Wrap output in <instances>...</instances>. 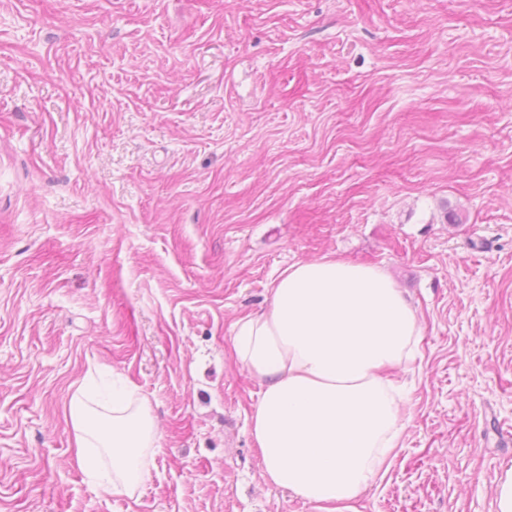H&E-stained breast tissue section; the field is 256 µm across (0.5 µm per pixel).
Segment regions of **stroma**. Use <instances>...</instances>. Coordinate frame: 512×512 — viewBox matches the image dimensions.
I'll return each mask as SVG.
<instances>
[{
  "instance_id": "1",
  "label": "stroma",
  "mask_w": 512,
  "mask_h": 512,
  "mask_svg": "<svg viewBox=\"0 0 512 512\" xmlns=\"http://www.w3.org/2000/svg\"><path fill=\"white\" fill-rule=\"evenodd\" d=\"M326 254L386 269L424 326L355 512H495L512 0H0V512H319L261 479L232 336ZM92 364L159 426L134 500L71 462Z\"/></svg>"
}]
</instances>
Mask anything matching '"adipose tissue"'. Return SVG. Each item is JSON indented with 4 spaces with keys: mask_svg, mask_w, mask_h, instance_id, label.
I'll return each mask as SVG.
<instances>
[{
    "mask_svg": "<svg viewBox=\"0 0 512 512\" xmlns=\"http://www.w3.org/2000/svg\"><path fill=\"white\" fill-rule=\"evenodd\" d=\"M423 334L383 269L324 255L284 269L271 304L236 321L238 362L262 385L251 434L265 483L314 504H350L392 465L402 445L398 375ZM99 365L74 384L66 421L74 460L101 492L135 498L159 448L152 407L137 389L95 392Z\"/></svg>",
    "mask_w": 512,
    "mask_h": 512,
    "instance_id": "adipose-tissue-1",
    "label": "adipose tissue"
}]
</instances>
